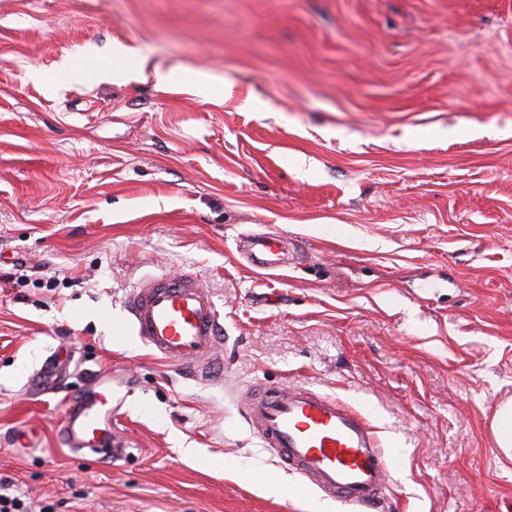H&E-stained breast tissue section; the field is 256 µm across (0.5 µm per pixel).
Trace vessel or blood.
<instances>
[{"instance_id":"vessel-or-blood-1","label":"vessel or blood","mask_w":512,"mask_h":512,"mask_svg":"<svg viewBox=\"0 0 512 512\" xmlns=\"http://www.w3.org/2000/svg\"><path fill=\"white\" fill-rule=\"evenodd\" d=\"M259 270L283 266L284 241L279 234L241 237L236 244ZM128 319L143 343L164 360L209 375L218 361L221 315L214 296L194 273L149 277L131 289ZM244 417L279 467L296 473L322 497L352 512H373L380 504L390 466L378 436L361 413L306 384L251 387ZM112 387L103 379L72 396L57 429L62 447L75 452L113 447Z\"/></svg>"}]
</instances>
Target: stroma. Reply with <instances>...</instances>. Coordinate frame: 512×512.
I'll return each mask as SVG.
<instances>
[{"instance_id":"stroma-1","label":"stroma","mask_w":512,"mask_h":512,"mask_svg":"<svg viewBox=\"0 0 512 512\" xmlns=\"http://www.w3.org/2000/svg\"><path fill=\"white\" fill-rule=\"evenodd\" d=\"M263 232L287 267L237 256ZM17 262L39 273L0 279V475L32 512H347L251 431L257 383L366 413L378 512H512V0H0ZM185 270L224 321L217 381L123 324L136 282ZM57 353L60 393L34 388ZM94 371L116 461L56 441ZM496 439L500 447L512 446V404L502 407L496 415Z\"/></svg>"}]
</instances>
